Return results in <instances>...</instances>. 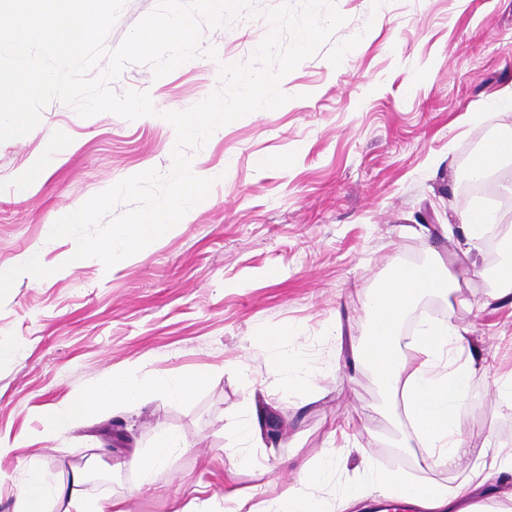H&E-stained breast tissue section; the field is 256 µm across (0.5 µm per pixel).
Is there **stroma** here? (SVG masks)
<instances>
[{
    "label": "stroma",
    "instance_id": "35a3bbf8",
    "mask_svg": "<svg viewBox=\"0 0 512 512\" xmlns=\"http://www.w3.org/2000/svg\"><path fill=\"white\" fill-rule=\"evenodd\" d=\"M281 2L251 0L229 27L204 29L201 46L216 58L194 57L159 78L148 65H126L113 92L147 93L154 114L84 118L54 101L32 132L0 143V266L35 247L55 270L38 285L18 277L0 305V338L18 348L0 363V435L30 439L0 457V512H14L33 459L52 480L89 465L87 494L127 498L130 512L178 504L235 512L229 474L253 491L257 510L302 487L329 501L353 487L361 502L352 512H388L370 469L448 486L474 460L512 448V406L495 396L496 383L512 377V304L492 297L487 249L464 262L451 299L430 297L405 321L454 307L481 357L459 466H420L401 398L350 358L380 279L413 256L459 255L463 207L480 200L498 238L512 233V165L490 177L485 194L464 188L473 156L512 129V108L487 104L512 90V0H336L346 21L283 78L288 102L220 127L193 153L213 181L204 203L111 270L85 258L62 271L75 242L50 239L57 216L130 176L168 174L176 132L164 112L190 109L220 87L221 65L247 62L268 32L263 12ZM37 165L43 180L28 182ZM264 331L280 336L282 357L307 367L306 390L288 391L271 373ZM137 359L147 375L204 366L213 374L184 401L157 396L41 441L46 405ZM248 422L260 428L250 445L239 437ZM339 427L351 453L333 480L307 485L300 464L315 465ZM163 430L189 446L141 485L130 461L149 454Z\"/></svg>",
    "mask_w": 512,
    "mask_h": 512
}]
</instances>
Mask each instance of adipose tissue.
Instances as JSON below:
<instances>
[{"mask_svg": "<svg viewBox=\"0 0 512 512\" xmlns=\"http://www.w3.org/2000/svg\"><path fill=\"white\" fill-rule=\"evenodd\" d=\"M512 164V133L493 138L470 163L473 177L486 178ZM458 276L441 256L424 265H397L374 288L366 302L370 327L364 343L353 355L355 365L370 369L390 391L399 393L414 436L431 467H457L465 453L460 431L464 403L476 375L467 358V330L448 317L416 327L412 336L402 334L405 317L426 295H453ZM207 367L169 376H144L133 363L113 373L90 392L78 394L65 404L47 405L42 412L45 436L52 437L97 411L131 410L154 396L182 400L209 380ZM512 471V451L496 456L490 464L473 463L471 476L453 486L408 481L399 473H372L373 486L382 495L424 508L425 512H479L474 495L491 485L495 473ZM87 471L72 469L60 482L48 481L39 465H31L22 485L15 512H129L124 501L99 502L86 496ZM358 494L345 489L335 502L304 490L287 500L269 504L266 512H342Z\"/></svg>", "mask_w": 512, "mask_h": 512, "instance_id": "obj_1", "label": "adipose tissue"}]
</instances>
